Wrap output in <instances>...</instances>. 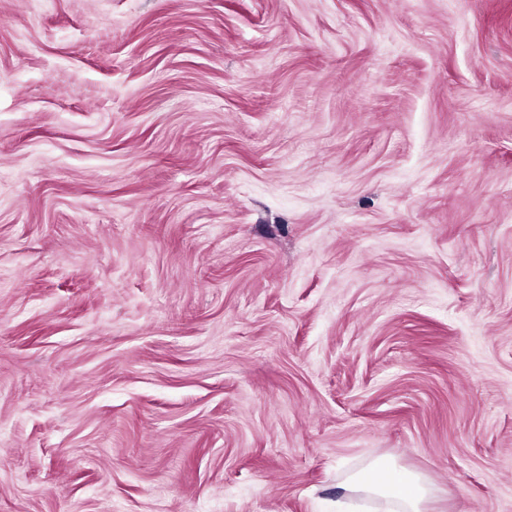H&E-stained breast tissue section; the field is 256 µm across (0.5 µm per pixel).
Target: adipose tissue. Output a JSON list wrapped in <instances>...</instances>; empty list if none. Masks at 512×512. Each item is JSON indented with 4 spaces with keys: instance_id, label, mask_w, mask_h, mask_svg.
<instances>
[{
    "instance_id": "adipose-tissue-1",
    "label": "adipose tissue",
    "mask_w": 512,
    "mask_h": 512,
    "mask_svg": "<svg viewBox=\"0 0 512 512\" xmlns=\"http://www.w3.org/2000/svg\"><path fill=\"white\" fill-rule=\"evenodd\" d=\"M341 489L382 504L386 512H425L432 497V489L420 473L386 456L350 475Z\"/></svg>"
}]
</instances>
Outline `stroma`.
Returning <instances> with one entry per match:
<instances>
[{
  "label": "stroma",
  "mask_w": 512,
  "mask_h": 512,
  "mask_svg": "<svg viewBox=\"0 0 512 512\" xmlns=\"http://www.w3.org/2000/svg\"><path fill=\"white\" fill-rule=\"evenodd\" d=\"M512 512V0H0V512ZM339 488L361 493L359 499L378 502L389 512H425L432 497L431 486L420 473L386 456L350 475Z\"/></svg>",
  "instance_id": "35a3bbf8"
}]
</instances>
